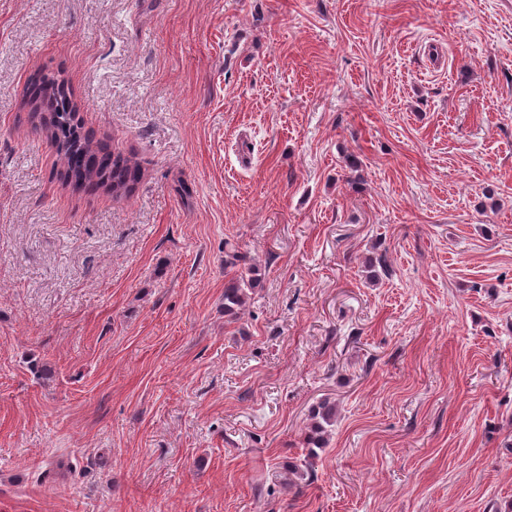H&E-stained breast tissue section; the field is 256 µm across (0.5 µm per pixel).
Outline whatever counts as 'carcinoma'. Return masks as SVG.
Segmentation results:
<instances>
[{"label": "carcinoma", "mask_w": 512, "mask_h": 512, "mask_svg": "<svg viewBox=\"0 0 512 512\" xmlns=\"http://www.w3.org/2000/svg\"><path fill=\"white\" fill-rule=\"evenodd\" d=\"M34 92L47 100L52 111L49 126L41 129L48 141L56 146L60 161L66 166L68 179L76 185L107 183L112 193L122 195L130 190L137 178V165L130 158L107 152L92 138L84 134L78 112L55 79L43 76L32 83ZM259 286L253 267H248L224 283V315L238 318L249 294ZM335 406L324 400L318 405V417L312 436L307 442L320 448L323 442V424L331 423Z\"/></svg>", "instance_id": "obj_1"}]
</instances>
